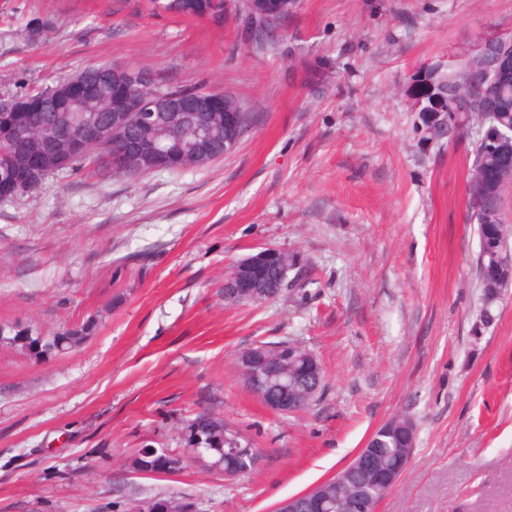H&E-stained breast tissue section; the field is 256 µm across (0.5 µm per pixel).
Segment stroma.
Instances as JSON below:
<instances>
[{
	"mask_svg": "<svg viewBox=\"0 0 512 512\" xmlns=\"http://www.w3.org/2000/svg\"><path fill=\"white\" fill-rule=\"evenodd\" d=\"M492 34L512 35V0H299L263 46L231 15L0 0V95L124 62L251 114L205 166L68 170L0 200V322L91 327L47 360L0 346V512H112L170 492L198 512H274L395 416L415 448L377 512H512V300L476 333L467 142L426 139L407 96L420 66L456 65ZM265 246L298 254L305 276L226 304L227 268ZM279 340L324 368L305 412L273 413L241 383L237 353ZM203 409L254 441L258 470L130 467L147 443L180 452Z\"/></svg>",
	"mask_w": 512,
	"mask_h": 512,
	"instance_id": "stroma-1",
	"label": "stroma"
}]
</instances>
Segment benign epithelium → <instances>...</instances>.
<instances>
[{
	"instance_id": "1",
	"label": "benign epithelium",
	"mask_w": 512,
	"mask_h": 512,
	"mask_svg": "<svg viewBox=\"0 0 512 512\" xmlns=\"http://www.w3.org/2000/svg\"><path fill=\"white\" fill-rule=\"evenodd\" d=\"M144 75L140 68L131 64H112L101 69L99 74L90 81L80 77L67 85L63 97L82 98L86 95H98L103 91L110 99L109 114L104 118H96L80 125L76 134L64 133L55 141H42L33 149L42 153L48 159L60 166L68 164L71 156L82 154L91 159L94 164L106 163L115 170H127L142 173L147 170L157 151L158 141L150 136L146 139L130 141L126 147L114 151L112 145L123 141L127 126L132 121L139 122L146 130L155 127V112H167L171 128L176 129L182 124L192 122L195 117L208 112H225L224 96L215 90H206L193 97L179 94H158L148 103L136 93L143 82ZM16 127V108L0 107V141L8 142ZM215 123L194 125L199 148L185 162L192 167L204 166L211 161L210 140L215 138ZM495 141L502 148L499 167L490 171L478 173V177L498 181L503 174L512 173V126L498 127ZM482 251L495 258L498 275L494 280L492 300L499 303L512 298V237L505 234L503 226L493 224L484 228L481 237ZM277 271L278 287L291 286L296 281L292 272L298 268V262L286 258V252L274 247H262L241 260L232 264L229 271L232 275L225 282L231 295L240 297L243 301L255 300L262 302L273 298L266 288L265 277L270 269ZM266 347L261 344L248 347L238 352L236 361L241 371L245 388L259 399H264L263 373L259 369ZM282 359L294 364L302 362L307 373L315 378V385L308 390L309 397L318 394L320 386L319 361L314 353L300 345H291L288 352L282 354ZM285 396L271 400L266 407L278 414H291L296 407V401L288 395V388H283ZM374 438H369L364 447L356 454L351 463L336 473V481L347 484L355 479L358 473H364L372 478V486L393 487L400 475L398 471L382 465ZM369 488L363 486L359 495L350 501L330 503L324 498L317 497L318 488L306 493L311 498H319V507L323 512H338L340 509H355L357 512H377L370 507L368 500Z\"/></svg>"
}]
</instances>
